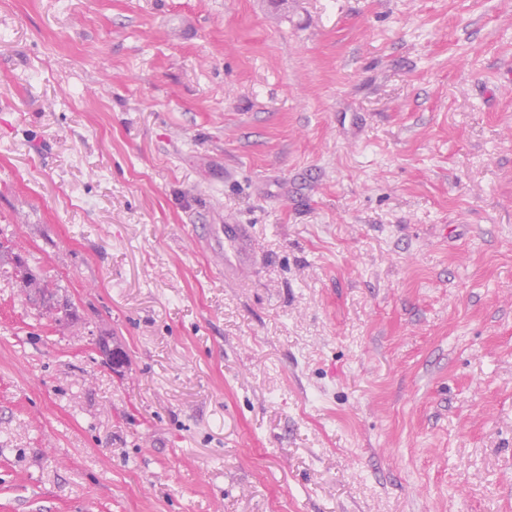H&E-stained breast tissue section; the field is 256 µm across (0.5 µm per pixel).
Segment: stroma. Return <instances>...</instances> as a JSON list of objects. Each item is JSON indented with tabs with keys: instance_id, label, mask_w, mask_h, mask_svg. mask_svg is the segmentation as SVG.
Listing matches in <instances>:
<instances>
[{
	"instance_id": "obj_1",
	"label": "stroma",
	"mask_w": 512,
	"mask_h": 512,
	"mask_svg": "<svg viewBox=\"0 0 512 512\" xmlns=\"http://www.w3.org/2000/svg\"><path fill=\"white\" fill-rule=\"evenodd\" d=\"M0 241V512H512V0H0ZM206 246L218 261H224V273L248 269L253 253L250 236L244 224H224L219 231L206 236ZM5 258L8 263H10L15 272V276L20 279L23 287L29 290H36L40 292H44L49 288L48 284L45 283L40 277H38L33 271L28 267L25 258L22 256L20 252L13 251L9 246H4L2 242H0V264L2 266L3 262H5Z\"/></svg>"
}]
</instances>
